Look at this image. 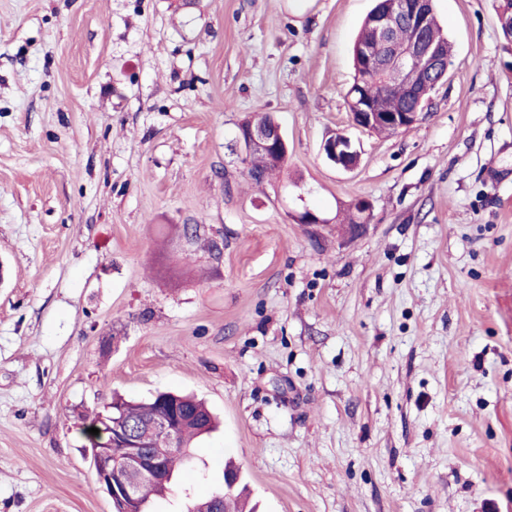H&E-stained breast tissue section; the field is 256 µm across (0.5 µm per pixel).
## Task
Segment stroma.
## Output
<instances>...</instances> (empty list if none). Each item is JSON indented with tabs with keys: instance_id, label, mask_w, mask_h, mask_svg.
I'll return each mask as SVG.
<instances>
[{
	"instance_id": "35a3bbf8",
	"label": "stroma",
	"mask_w": 512,
	"mask_h": 512,
	"mask_svg": "<svg viewBox=\"0 0 512 512\" xmlns=\"http://www.w3.org/2000/svg\"><path fill=\"white\" fill-rule=\"evenodd\" d=\"M500 2L435 0L448 76L386 136L345 102L373 0H0V512H112L80 419L158 391L218 427L151 512L229 457L257 512H512ZM242 141L248 154L253 155L249 173L255 180L263 179L269 172L284 163L288 155V145L281 131L280 124L269 114H258L242 130ZM322 152L330 162L344 170L353 169L359 158L349 137L341 133L326 138L322 144Z\"/></svg>"
}]
</instances>
